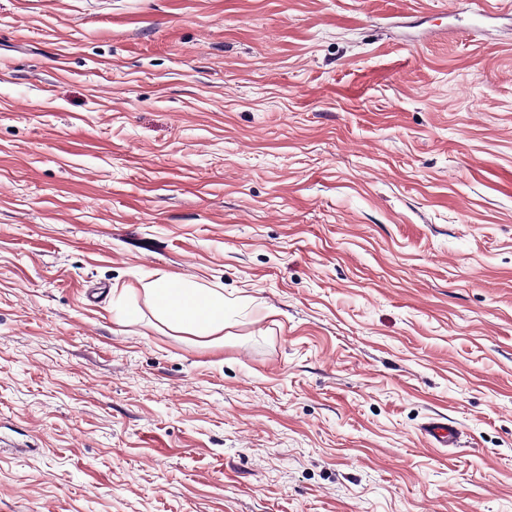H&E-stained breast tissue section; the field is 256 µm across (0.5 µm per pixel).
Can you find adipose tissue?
<instances>
[{"instance_id":"obj_1","label":"adipose tissue","mask_w":512,"mask_h":512,"mask_svg":"<svg viewBox=\"0 0 512 512\" xmlns=\"http://www.w3.org/2000/svg\"><path fill=\"white\" fill-rule=\"evenodd\" d=\"M145 292L155 310L176 331L207 337L224 330V297L211 288L161 277L148 283Z\"/></svg>"}]
</instances>
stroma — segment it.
<instances>
[{
  "mask_svg": "<svg viewBox=\"0 0 512 512\" xmlns=\"http://www.w3.org/2000/svg\"><path fill=\"white\" fill-rule=\"evenodd\" d=\"M496 3L0 0V512H512ZM144 291L174 330L200 337L219 336L224 331V297L212 288L160 277L148 283ZM423 432L436 448H453L457 444L458 430L442 421H430L425 424Z\"/></svg>",
  "mask_w": 512,
  "mask_h": 512,
  "instance_id": "1",
  "label": "stroma"
}]
</instances>
